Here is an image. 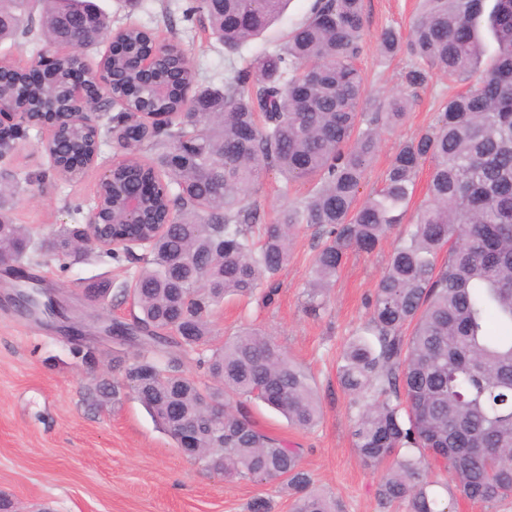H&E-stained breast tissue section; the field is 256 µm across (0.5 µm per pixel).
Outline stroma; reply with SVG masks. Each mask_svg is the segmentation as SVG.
Wrapping results in <instances>:
<instances>
[{
  "mask_svg": "<svg viewBox=\"0 0 512 512\" xmlns=\"http://www.w3.org/2000/svg\"><path fill=\"white\" fill-rule=\"evenodd\" d=\"M114 27L136 22L153 36L181 43L192 59L199 87L220 84L227 68H246L266 50L283 42L287 32L305 19L311 0H290L282 19L259 37L227 55L200 17L183 20L189 0H96ZM368 35L357 60L369 95V107L402 87L410 60L383 59L375 36L386 26L408 30L421 9L420 0H365ZM458 83L433 76L416 91L406 121L382 136L362 188L370 194L382 184L399 145L431 127L441 100L461 91ZM19 175H32L5 207L14 223L48 236L63 225L87 221L97 171L78 181H62L51 169L37 130L8 158ZM281 175L266 171L253 190L265 219L288 201L303 197L310 185L294 183L281 196ZM319 230L302 226L293 242L287 267L271 302L261 296L230 297L212 317L213 334L223 339L244 327L266 331L288 357L309 375L322 406V418L311 430L290 426L278 412L255 402L251 411L270 436L302 451V465L315 487L335 498L339 512H406L378 495L380 472L365 467L351 434L355 414L342 389L338 368L348 342L362 334L368 302L388 262L392 238L369 254L349 253L334 288L318 313L305 308L306 282L320 246ZM39 278L64 295L79 297L91 281L120 283L129 265L112 260L50 263ZM16 280L0 269V491L11 494L25 512L43 506L49 512H247L257 497L270 512H290L292 496L274 482L226 479L183 456L171 436L157 425L133 396L103 401L95 390V374L109 372L113 357L132 355L131 346L91 341L78 353L66 334L17 311L11 296ZM432 493L450 512H512V498L488 505L450 497L454 482L442 464H434Z\"/></svg>",
  "mask_w": 512,
  "mask_h": 512,
  "instance_id": "35a3bbf8",
  "label": "stroma"
}]
</instances>
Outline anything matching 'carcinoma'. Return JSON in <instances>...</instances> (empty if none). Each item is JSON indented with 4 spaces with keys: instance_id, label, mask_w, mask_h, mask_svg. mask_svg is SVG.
Masks as SVG:
<instances>
[{
    "instance_id": "cac0c4a2",
    "label": "carcinoma",
    "mask_w": 512,
    "mask_h": 512,
    "mask_svg": "<svg viewBox=\"0 0 512 512\" xmlns=\"http://www.w3.org/2000/svg\"><path fill=\"white\" fill-rule=\"evenodd\" d=\"M423 2L408 32L388 26L377 35L384 58L402 54L412 64L406 87L374 112L362 108L367 87L356 65L363 0H312L284 43L221 89L195 88L197 73L175 45L161 54L155 80L141 77L128 61L152 50L153 36L126 26L122 48L103 60L122 100L104 126L139 113L188 116L118 143L126 169L164 182L146 202L163 230L145 246L102 250L64 225L45 250L27 225L0 214V252L36 265L92 256L134 265L116 289L106 280L85 287L98 301L113 295L137 308L120 324L136 350L114 359L116 377L99 382L100 396L133 395L178 446L173 411L181 410L201 462L222 463L228 479L280 481L294 496L291 512H336V502L310 488L300 451L264 433L246 403L261 401L307 430L320 420L319 399L266 333L245 329L213 344V313L224 297L272 281L304 224L324 235L306 291L309 310H320L347 253L373 252L403 223L426 161L428 201L393 248L364 336L342 355L339 380L357 408L352 436L365 466L390 462L378 494L407 512H446L430 491L432 459L452 474V497L491 504L512 496V0ZM287 3L193 0L188 11L205 16L216 42L235 53ZM111 35L110 16L93 0H0V43L23 38L35 55L72 39L94 48ZM73 64L61 51L53 88L32 89L15 74L0 83V97L28 112L46 92L64 101ZM434 74L466 88L440 104L437 123L402 144L381 187L360 198L382 130L406 119L407 89ZM142 150L156 159L143 162ZM268 169L281 174L285 196L297 181L313 187L264 224L248 199ZM18 179L0 170V199L15 195ZM98 207L125 221L108 191L93 198ZM191 353L210 383L187 376Z\"/></svg>"
}]
</instances>
